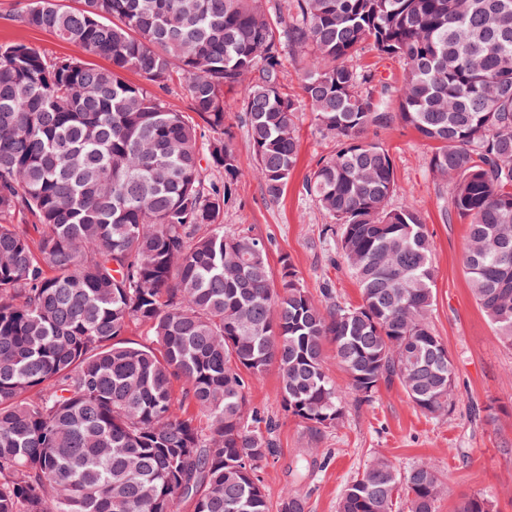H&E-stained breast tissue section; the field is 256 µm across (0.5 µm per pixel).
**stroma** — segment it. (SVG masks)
Returning a JSON list of instances; mask_svg holds the SVG:
<instances>
[{
  "label": "stroma",
  "instance_id": "1",
  "mask_svg": "<svg viewBox=\"0 0 512 512\" xmlns=\"http://www.w3.org/2000/svg\"><path fill=\"white\" fill-rule=\"evenodd\" d=\"M15 7L16 0H0V44L24 42L51 56L70 54V46L52 33L15 22ZM242 94L238 88L227 95L225 124L241 176L221 223L225 230H242L268 242L273 270L289 258L311 293H319L328 280L348 302L357 303L359 290L351 272L328 263L334 248L324 239L329 219L303 189L316 163L335 151V139L316 133L308 111L299 112L294 175L279 199H268L253 172ZM376 138L393 161L397 192L392 206L412 205L432 234L436 302L431 322L455 361L456 407L448 417L434 418L414 408L399 385L381 386L371 405L350 409L342 424L324 433L320 445L329 449V458L299 479L296 461L308 439L302 426L285 414L278 373L269 369L249 390L251 407L279 422L277 453L262 473L264 484L274 498L286 488L297 489L308 512H336L346 483L374 456L383 455L401 468L422 461L438 466L446 492L437 512H456L463 497L482 491L493 497L496 512H512V349L498 342L471 294L462 262L466 226L445 213L447 184L429 168L432 144L398 123L378 130Z\"/></svg>",
  "mask_w": 512,
  "mask_h": 512
}]
</instances>
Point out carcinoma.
<instances>
[{"mask_svg": "<svg viewBox=\"0 0 512 512\" xmlns=\"http://www.w3.org/2000/svg\"><path fill=\"white\" fill-rule=\"evenodd\" d=\"M13 18L73 52L0 44V512H307L293 489L271 505L261 478L276 424L248 393L272 366L310 441L300 478L383 384L453 413L432 237L391 205L392 159L370 137L396 121L435 144L430 170L468 226L472 294L512 348V0H27ZM367 46L403 63L399 86L367 89L375 73L353 64ZM175 83L188 112L161 97ZM242 84L267 198L293 177L301 106L337 139L304 190L333 221L358 303L327 282L315 300L286 257L274 279L263 240L224 233L241 175L225 93ZM442 493L436 464L380 455L338 512H393L402 496L436 512ZM457 512L494 500L475 493Z\"/></svg>", "mask_w": 512, "mask_h": 512, "instance_id": "obj_1", "label": "carcinoma"}]
</instances>
